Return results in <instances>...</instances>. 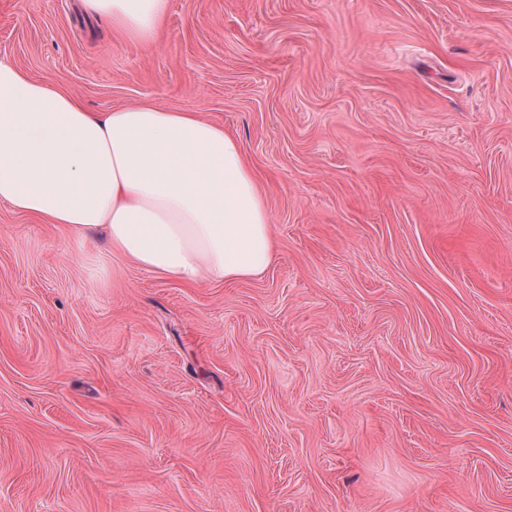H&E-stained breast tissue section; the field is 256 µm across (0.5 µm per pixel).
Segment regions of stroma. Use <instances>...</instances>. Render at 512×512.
Returning <instances> with one entry per match:
<instances>
[{"mask_svg": "<svg viewBox=\"0 0 512 512\" xmlns=\"http://www.w3.org/2000/svg\"><path fill=\"white\" fill-rule=\"evenodd\" d=\"M0 56L223 126L275 241L190 286L0 205V512H512V0H0ZM167 0H83L88 13L106 17L132 38L151 40L162 24Z\"/></svg>", "mask_w": 512, "mask_h": 512, "instance_id": "obj_1", "label": "stroma"}]
</instances>
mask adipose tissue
<instances>
[{"label":"adipose tissue","instance_id":"obj_1","mask_svg":"<svg viewBox=\"0 0 512 512\" xmlns=\"http://www.w3.org/2000/svg\"><path fill=\"white\" fill-rule=\"evenodd\" d=\"M153 39L167 0H83ZM0 204L110 247L187 285L271 264L270 215L239 141L193 112L149 103L95 114L0 57Z\"/></svg>","mask_w":512,"mask_h":512}]
</instances>
